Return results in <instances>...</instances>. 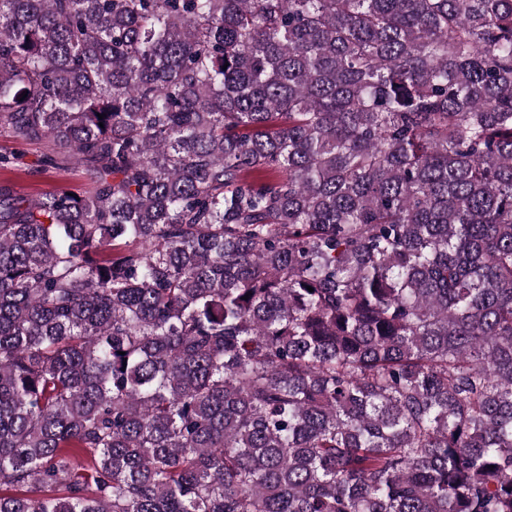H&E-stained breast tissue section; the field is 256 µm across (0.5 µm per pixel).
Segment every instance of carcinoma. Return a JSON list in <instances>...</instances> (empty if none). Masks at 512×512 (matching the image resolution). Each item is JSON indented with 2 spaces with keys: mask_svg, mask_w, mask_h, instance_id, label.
I'll return each mask as SVG.
<instances>
[{
  "mask_svg": "<svg viewBox=\"0 0 512 512\" xmlns=\"http://www.w3.org/2000/svg\"><path fill=\"white\" fill-rule=\"evenodd\" d=\"M1 133L0 512H512V0H0ZM10 183L19 195L34 200L49 193L76 191L83 186L81 169L74 163L43 174H30L28 166L15 164L0 167V184Z\"/></svg>",
  "mask_w": 512,
  "mask_h": 512,
  "instance_id": "carcinoma-1",
  "label": "carcinoma"
}]
</instances>
